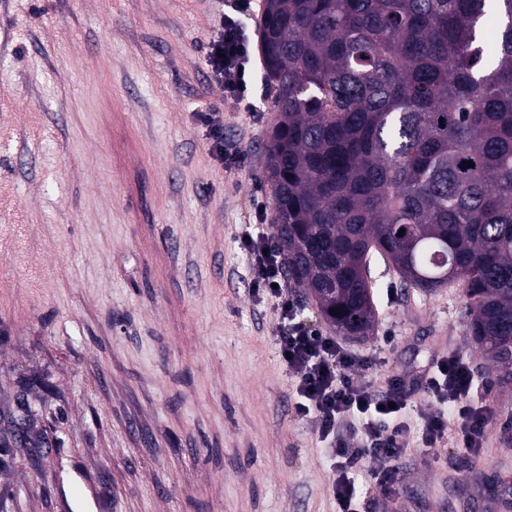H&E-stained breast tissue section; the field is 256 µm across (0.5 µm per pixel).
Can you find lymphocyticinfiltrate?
<instances>
[{
    "label": "lymphocytic infiltrate",
    "mask_w": 512,
    "mask_h": 512,
    "mask_svg": "<svg viewBox=\"0 0 512 512\" xmlns=\"http://www.w3.org/2000/svg\"><path fill=\"white\" fill-rule=\"evenodd\" d=\"M227 2L228 10L204 55L213 79L240 105L246 100L252 54L239 17L251 0ZM240 241L249 256L255 287L277 303L274 340L294 378V409L301 416L315 415L320 437L336 462L332 493L337 512H358V491L350 473L364 459L371 462L370 482L382 496L396 497L398 461L408 433L402 417L413 394H423L440 406L423 418V444L434 446L451 434L465 454L482 453L492 411L477 399L476 376L466 359H437L412 378L392 376L383 390L374 391L369 373L375 358L349 351L335 337L308 327L281 288L282 257L268 226L246 225Z\"/></svg>",
    "instance_id": "f902f5d3"
}]
</instances>
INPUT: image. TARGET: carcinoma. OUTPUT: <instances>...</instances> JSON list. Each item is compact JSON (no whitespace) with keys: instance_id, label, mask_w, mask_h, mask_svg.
Returning <instances> with one entry per match:
<instances>
[{"instance_id":"obj_1","label":"carcinoma","mask_w":512,"mask_h":512,"mask_svg":"<svg viewBox=\"0 0 512 512\" xmlns=\"http://www.w3.org/2000/svg\"><path fill=\"white\" fill-rule=\"evenodd\" d=\"M257 37L288 279L346 336L376 323L373 252L407 288L456 283L511 381L512 0H264Z\"/></svg>"}]
</instances>
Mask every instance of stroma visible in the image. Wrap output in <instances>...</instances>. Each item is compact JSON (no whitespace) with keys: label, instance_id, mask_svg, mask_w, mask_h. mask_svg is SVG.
I'll return each instance as SVG.
<instances>
[{"label":"stroma","instance_id":"1","mask_svg":"<svg viewBox=\"0 0 512 512\" xmlns=\"http://www.w3.org/2000/svg\"><path fill=\"white\" fill-rule=\"evenodd\" d=\"M224 0H0V409L31 367L58 390L61 447L44 472L21 455L0 472L9 512H64L87 476L101 512H336L331 457L293 379L239 236L273 219L264 179L273 89L255 70L253 111L227 104L204 58ZM223 108L245 156L217 165L197 112ZM377 320L339 336L304 289L302 318L374 355L371 376L411 377L460 355L495 412L481 468L447 438L421 441L435 410L414 395L399 462V512H492V467L512 459V383L497 381L467 330L457 285L401 288L370 260Z\"/></svg>","mask_w":512,"mask_h":512}]
</instances>
